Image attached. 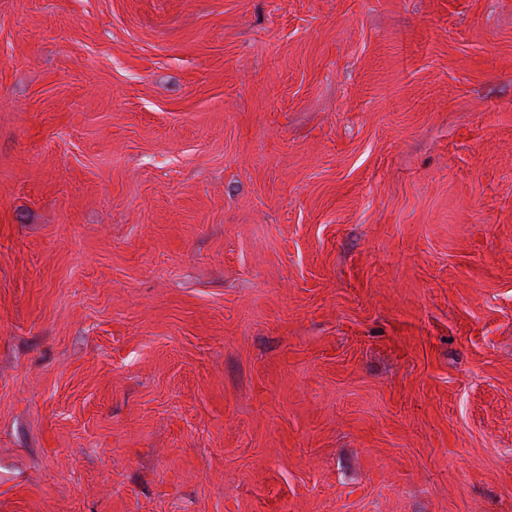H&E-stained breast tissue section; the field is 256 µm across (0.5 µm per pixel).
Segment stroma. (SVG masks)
Returning a JSON list of instances; mask_svg holds the SVG:
<instances>
[{"mask_svg": "<svg viewBox=\"0 0 512 512\" xmlns=\"http://www.w3.org/2000/svg\"><path fill=\"white\" fill-rule=\"evenodd\" d=\"M0 512H512V0H0Z\"/></svg>", "mask_w": 512, "mask_h": 512, "instance_id": "stroma-1", "label": "stroma"}]
</instances>
